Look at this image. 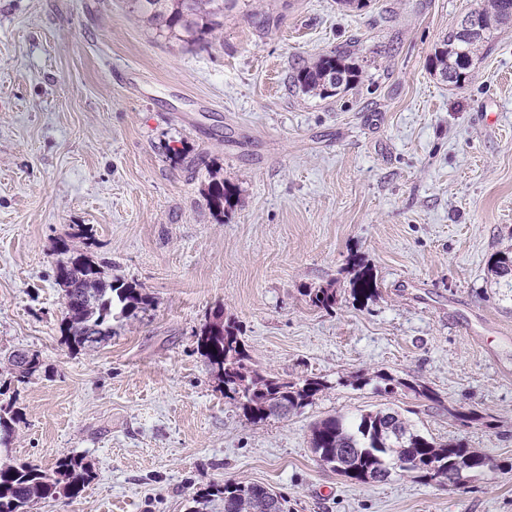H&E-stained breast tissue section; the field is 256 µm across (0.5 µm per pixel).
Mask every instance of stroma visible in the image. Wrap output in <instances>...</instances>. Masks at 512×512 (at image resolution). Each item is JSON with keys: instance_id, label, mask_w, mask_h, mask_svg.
Listing matches in <instances>:
<instances>
[{"instance_id": "stroma-1", "label": "stroma", "mask_w": 512, "mask_h": 512, "mask_svg": "<svg viewBox=\"0 0 512 512\" xmlns=\"http://www.w3.org/2000/svg\"><path fill=\"white\" fill-rule=\"evenodd\" d=\"M481 4L238 0L199 48L130 0H0V408L21 419L0 463L93 470L80 497L31 512H188L227 480L282 492L288 512H512V296L490 271L512 251V24L462 84L427 66ZM339 50L357 79L301 92L299 67ZM215 179L235 188L229 212L207 203ZM61 239L153 299L91 350L61 334ZM356 260L376 280L358 300ZM328 285L335 310L311 306ZM218 306L256 369L327 389L247 421L196 350ZM16 350L41 363L23 382ZM379 373L437 399L379 393ZM387 408L489 466L452 489L318 464L315 422Z\"/></svg>"}]
</instances>
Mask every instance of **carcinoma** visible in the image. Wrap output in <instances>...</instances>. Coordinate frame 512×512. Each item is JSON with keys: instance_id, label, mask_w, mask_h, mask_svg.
<instances>
[{"instance_id": "cac0c4a2", "label": "carcinoma", "mask_w": 512, "mask_h": 512, "mask_svg": "<svg viewBox=\"0 0 512 512\" xmlns=\"http://www.w3.org/2000/svg\"><path fill=\"white\" fill-rule=\"evenodd\" d=\"M502 4L503 0H485L480 10L488 21L483 34H469L461 26L450 32L430 60L431 70L450 83L460 82L463 62L473 61L476 52L490 42L493 30L512 22L501 14ZM234 5L235 0H137L135 8L147 17L158 35L206 46L215 33L224 29V11ZM353 77L352 67L335 53L300 68L296 79L303 91L325 95L349 85ZM233 199L234 190L229 185L222 181L209 184L208 201L213 209L225 212L233 206ZM490 268L512 291V251L494 254ZM55 281L64 292L62 335L74 350L88 348L85 325L98 327L104 341L112 336V319L118 315L128 317L153 304L149 296L132 285L103 278L100 266L81 254L57 261ZM374 291L372 275L358 270L352 280V295L358 298ZM306 296L312 306L325 311L334 309L339 301L338 291L332 287L310 289ZM197 350L223 376L224 397L253 424L279 412L300 410L326 388L325 382L315 377L290 382L260 373L253 367L240 325L225 318L221 307L211 313L197 334ZM10 362L21 381L40 367L36 354L29 356L25 366L18 364L14 355ZM378 379L385 392L406 388L418 397L433 399L432 391L424 386L387 374ZM310 444L321 465L362 484L385 481L394 465L427 483L438 478L449 480L489 464L484 454L463 441L429 439L400 414L389 410L369 411L353 424L341 416L322 419L311 429ZM405 461L410 466H401ZM91 478L90 465L76 455L60 458L50 469L31 463L0 465V512H29L31 504L49 498L73 499ZM265 491L267 488L255 483L227 480L200 496L199 503L208 505L217 497L224 502V512H254L259 507L258 493Z\"/></svg>"}]
</instances>
